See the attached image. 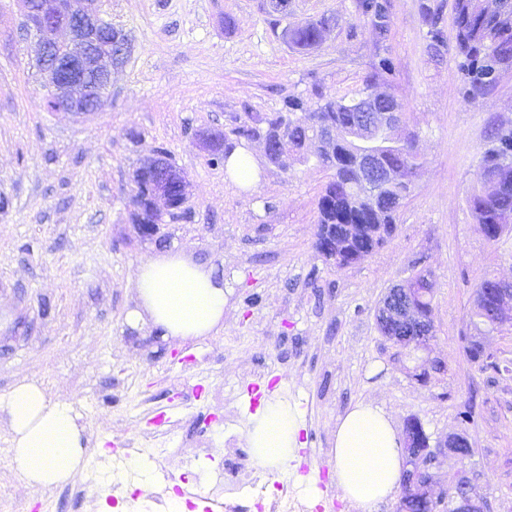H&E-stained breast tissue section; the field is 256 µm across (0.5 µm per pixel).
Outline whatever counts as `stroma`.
I'll return each mask as SVG.
<instances>
[{
    "label": "stroma",
    "instance_id": "1",
    "mask_svg": "<svg viewBox=\"0 0 512 512\" xmlns=\"http://www.w3.org/2000/svg\"><path fill=\"white\" fill-rule=\"evenodd\" d=\"M263 3L101 0L128 50L105 108L79 117L46 110L21 0H0V194L11 200L0 211V395L28 378L71 403L88 427L92 460L110 462L131 439L167 449L138 481L197 493L201 508L225 465L256 468L244 423L270 400L297 407L303 466L263 474L265 486L288 480L310 504L328 491L343 502L332 432L361 401L383 409L396 431L417 420L433 447L465 434L469 456L439 457L432 493L464 476L488 512H512V327L479 334L472 324L484 278L512 281V229L488 242L469 203L489 129L512 126V69L492 91L463 96L453 52L432 56L423 23L425 7H437L452 28V0H392L382 45L356 0H288L285 25L339 19L308 51L282 38ZM382 50L394 62L384 89L402 103L423 165L390 239L338 268L315 247L325 169L313 160L272 165L249 140L259 180L246 190L225 166L208 164L195 135L230 131L315 87L358 97ZM160 147L190 188L179 218L145 241L132 220L133 172ZM178 250L224 278V324L213 335L165 340L128 322L139 263ZM420 274L433 283L427 352L399 348L375 318L389 288ZM474 339L493 365L470 358ZM432 356L441 368L416 381L414 368ZM8 448L0 423L5 512H157L109 474L95 486L82 477L27 486Z\"/></svg>",
    "mask_w": 512,
    "mask_h": 512
}]
</instances>
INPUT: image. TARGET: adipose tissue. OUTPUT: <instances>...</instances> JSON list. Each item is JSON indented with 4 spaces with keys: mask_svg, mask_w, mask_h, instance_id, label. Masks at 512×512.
I'll return each mask as SVG.
<instances>
[{
    "mask_svg": "<svg viewBox=\"0 0 512 512\" xmlns=\"http://www.w3.org/2000/svg\"><path fill=\"white\" fill-rule=\"evenodd\" d=\"M137 307L131 325L151 326L166 339L212 335L224 323V280L214 268L181 251L141 261L133 278ZM0 421L10 433V457L31 486L56 487L84 470V428L69 403L53 399L42 384L22 380L0 395ZM253 458L269 473L298 459L297 409L272 400L246 418ZM336 486L361 512H377L391 499L404 465L401 440L385 413L358 402L341 416L331 450Z\"/></svg>",
    "mask_w": 512,
    "mask_h": 512,
    "instance_id": "ef3b65f1",
    "label": "adipose tissue"
}]
</instances>
